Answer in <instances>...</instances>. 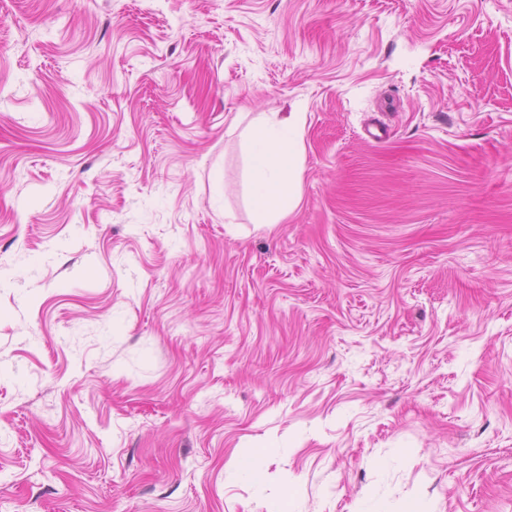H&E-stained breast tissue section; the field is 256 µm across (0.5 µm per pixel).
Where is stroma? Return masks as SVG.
Instances as JSON below:
<instances>
[{
  "label": "stroma",
  "mask_w": 512,
  "mask_h": 512,
  "mask_svg": "<svg viewBox=\"0 0 512 512\" xmlns=\"http://www.w3.org/2000/svg\"><path fill=\"white\" fill-rule=\"evenodd\" d=\"M369 495L512 512V0H0V512ZM246 143L259 149L246 157L244 182L255 223L278 224L301 199L303 121L298 112H269L245 134Z\"/></svg>",
  "instance_id": "1"
}]
</instances>
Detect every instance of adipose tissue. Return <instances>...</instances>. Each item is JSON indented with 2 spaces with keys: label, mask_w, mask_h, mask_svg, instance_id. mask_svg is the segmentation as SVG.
Instances as JSON below:
<instances>
[{
  "label": "adipose tissue",
  "mask_w": 512,
  "mask_h": 512,
  "mask_svg": "<svg viewBox=\"0 0 512 512\" xmlns=\"http://www.w3.org/2000/svg\"><path fill=\"white\" fill-rule=\"evenodd\" d=\"M303 121L299 113L272 112L250 127L245 140L258 149L246 159L244 182L261 224L278 223L301 199Z\"/></svg>",
  "instance_id": "adipose-tissue-1"
}]
</instances>
